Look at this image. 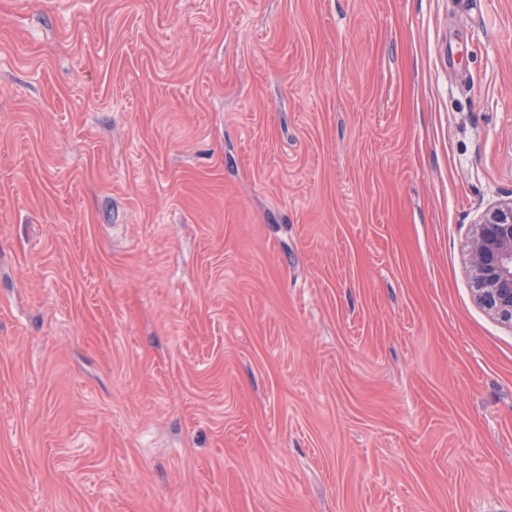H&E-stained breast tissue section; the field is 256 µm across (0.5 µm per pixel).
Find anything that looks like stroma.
Returning <instances> with one entry per match:
<instances>
[{"label": "stroma", "mask_w": 512, "mask_h": 512, "mask_svg": "<svg viewBox=\"0 0 512 512\" xmlns=\"http://www.w3.org/2000/svg\"><path fill=\"white\" fill-rule=\"evenodd\" d=\"M512 0H0V512H512ZM468 263L479 304L512 326V199L482 216L470 242Z\"/></svg>", "instance_id": "obj_1"}]
</instances>
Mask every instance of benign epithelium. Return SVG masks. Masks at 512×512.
I'll use <instances>...</instances> for the list:
<instances>
[{"label": "benign epithelium", "mask_w": 512, "mask_h": 512, "mask_svg": "<svg viewBox=\"0 0 512 512\" xmlns=\"http://www.w3.org/2000/svg\"><path fill=\"white\" fill-rule=\"evenodd\" d=\"M468 263L479 304L512 326V199L482 216L470 242Z\"/></svg>", "instance_id": "7a95c632"}]
</instances>
